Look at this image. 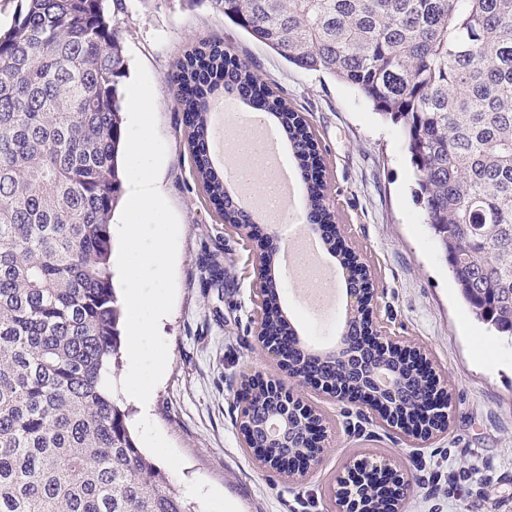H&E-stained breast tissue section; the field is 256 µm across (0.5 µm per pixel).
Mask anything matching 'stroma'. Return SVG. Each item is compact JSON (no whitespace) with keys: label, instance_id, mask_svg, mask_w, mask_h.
<instances>
[{"label":"stroma","instance_id":"35a3bbf8","mask_svg":"<svg viewBox=\"0 0 512 512\" xmlns=\"http://www.w3.org/2000/svg\"><path fill=\"white\" fill-rule=\"evenodd\" d=\"M112 26L128 63L153 85L166 155L158 179L179 221L174 307L159 324L165 374L148 407L129 401L138 446L165 470L197 512H339L346 467L390 461L409 487L396 512H512V345L462 302L414 196V168L401 131L355 91L306 71L225 22L210 0H125ZM213 36L251 60L316 135L335 222L367 263L377 290L374 317L384 334L423 350L450 397L449 427L411 441L371 410L307 386L305 404L325 418L329 447L318 466L286 477L244 448L239 430L244 382L278 375L256 335L249 242L224 224L196 184L169 74L193 38ZM224 269L221 282L205 270ZM285 312L321 347L333 346L344 302L317 314L292 285ZM491 341L479 362L477 337Z\"/></svg>","mask_w":512,"mask_h":512}]
</instances>
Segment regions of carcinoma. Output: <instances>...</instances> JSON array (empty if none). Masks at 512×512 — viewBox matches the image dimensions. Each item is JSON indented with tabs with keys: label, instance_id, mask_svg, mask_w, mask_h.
Wrapping results in <instances>:
<instances>
[{
	"label": "carcinoma",
	"instance_id": "carcinoma-1",
	"mask_svg": "<svg viewBox=\"0 0 512 512\" xmlns=\"http://www.w3.org/2000/svg\"><path fill=\"white\" fill-rule=\"evenodd\" d=\"M224 18L296 67L355 89L401 127L415 195L475 318L512 338V0H211ZM127 60L106 0H21L0 35V512H195L140 448L111 379L121 367L112 213L122 192L121 86ZM170 83L196 182L240 233L257 230L208 151L212 96L227 87L274 116L308 173L313 224L333 220L314 137L254 65L217 38L184 51ZM278 251L257 247L269 270ZM360 309L342 332L362 333ZM288 375L336 382L287 323ZM350 383L378 392L385 370L416 422L444 390L395 349L353 348ZM259 395L243 444L284 466L321 418ZM280 442L267 447L270 422ZM368 512L401 494L365 488Z\"/></svg>",
	"mask_w": 512,
	"mask_h": 512
}]
</instances>
